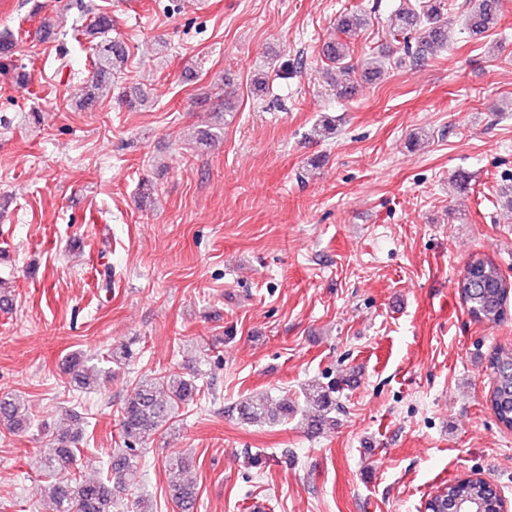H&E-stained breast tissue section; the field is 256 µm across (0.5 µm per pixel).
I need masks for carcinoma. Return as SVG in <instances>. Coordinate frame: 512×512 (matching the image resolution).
I'll return each mask as SVG.
<instances>
[{
  "label": "carcinoma",
  "instance_id": "carcinoma-1",
  "mask_svg": "<svg viewBox=\"0 0 512 512\" xmlns=\"http://www.w3.org/2000/svg\"><path fill=\"white\" fill-rule=\"evenodd\" d=\"M465 27L480 35L493 28L500 13V0H465L462 5ZM448 7L445 0H415L395 14L393 31L403 35V55L412 66L425 63L429 55L446 44ZM366 25L365 15L358 10L342 13L336 19L339 38L322 48L327 69H336L338 94L347 96L354 90L353 75L357 69L351 63L348 39ZM112 29L109 15L98 13L83 33L96 37ZM127 61L125 47L118 41L104 40L93 48L92 76L89 86L98 90L112 86V76L123 69ZM457 290L467 305L468 312L479 321L497 323L505 318V310L512 296V282L506 279L499 265L491 259L474 255L466 264L457 281ZM73 383L88 389L100 377H112V370L81 354H72L63 362ZM494 383L489 403L497 420L512 429V347L497 350L490 362ZM197 379L171 371L159 377H144L131 385L121 405L120 437L122 447L113 449L112 461L106 475L90 479L77 473L78 454L83 440L79 431L64 430L50 435L48 447L37 460V466L48 483L50 497L56 512H116L138 483L141 472L139 447L145 437L172 420L175 406L190 403L200 396ZM307 405L313 411L302 415L301 424L315 433L330 422L336 411V387L321 384L303 389ZM239 418L245 423H277L288 420L294 407L284 400L275 405L262 399H244L235 405ZM30 416L17 395H0V427L10 433L25 431ZM165 464L171 471H184L191 459L178 448L169 449ZM448 496L482 500L485 512H497L499 498L493 489L480 481H462L447 487ZM168 495L179 512H197V491L190 483L175 482Z\"/></svg>",
  "mask_w": 512,
  "mask_h": 512
}]
</instances>
